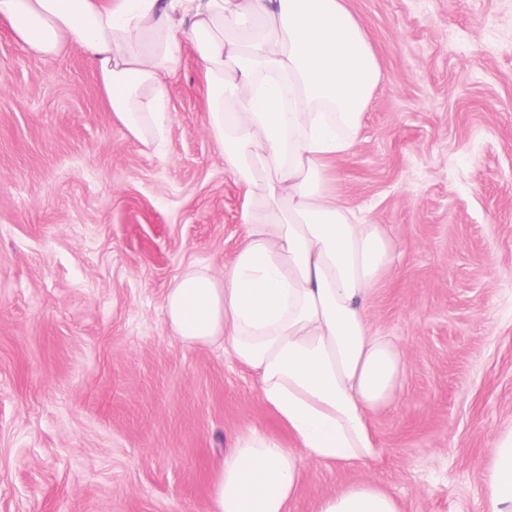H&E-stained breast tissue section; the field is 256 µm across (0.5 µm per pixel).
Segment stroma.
I'll use <instances>...</instances> for the list:
<instances>
[{
	"label": "stroma",
	"instance_id": "stroma-1",
	"mask_svg": "<svg viewBox=\"0 0 512 512\" xmlns=\"http://www.w3.org/2000/svg\"><path fill=\"white\" fill-rule=\"evenodd\" d=\"M343 2L381 81L336 192L391 240L369 314L404 371L379 457L308 464L290 512L357 481L488 512L512 426V0ZM167 110L142 145L80 50L31 54L0 21V512H212L233 437L289 438L249 370L167 325L172 281L223 273L244 236L191 44Z\"/></svg>",
	"mask_w": 512,
	"mask_h": 512
}]
</instances>
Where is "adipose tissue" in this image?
<instances>
[{"mask_svg": "<svg viewBox=\"0 0 512 512\" xmlns=\"http://www.w3.org/2000/svg\"><path fill=\"white\" fill-rule=\"evenodd\" d=\"M14 43L81 50L113 119L145 146L169 129V80L190 38L208 87L210 131L245 190V235L223 275L191 267L165 315L184 344L223 342L255 373L295 447L252 430L213 481V512H290L309 461L356 467L380 448L372 415L402 360L368 310L392 244L336 195L332 162L350 151L381 72L343 0H0ZM490 512H512V428L483 471ZM317 512H402L371 482Z\"/></svg>", "mask_w": 512, "mask_h": 512, "instance_id": "1", "label": "adipose tissue"}]
</instances>
